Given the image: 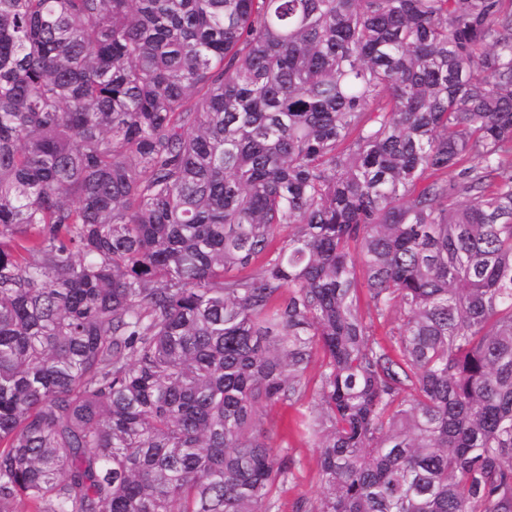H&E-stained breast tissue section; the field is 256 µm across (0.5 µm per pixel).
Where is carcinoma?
Instances as JSON below:
<instances>
[{
  "instance_id": "carcinoma-1",
  "label": "carcinoma",
  "mask_w": 512,
  "mask_h": 512,
  "mask_svg": "<svg viewBox=\"0 0 512 512\" xmlns=\"http://www.w3.org/2000/svg\"><path fill=\"white\" fill-rule=\"evenodd\" d=\"M316 351L311 512H512V0H0V512H271Z\"/></svg>"
}]
</instances>
